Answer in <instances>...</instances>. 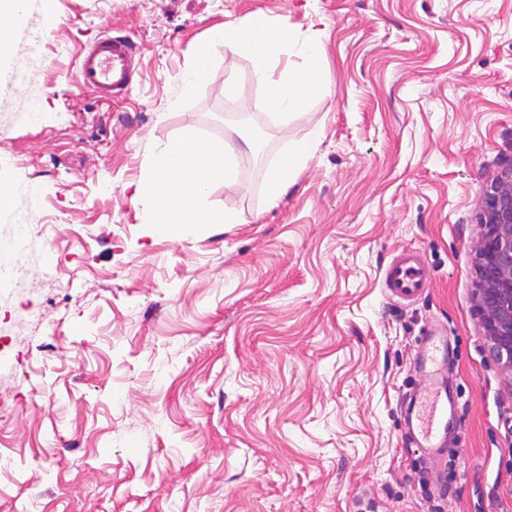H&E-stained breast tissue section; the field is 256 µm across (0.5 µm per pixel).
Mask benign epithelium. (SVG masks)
Wrapping results in <instances>:
<instances>
[{
  "label": "benign epithelium",
  "mask_w": 512,
  "mask_h": 512,
  "mask_svg": "<svg viewBox=\"0 0 512 512\" xmlns=\"http://www.w3.org/2000/svg\"><path fill=\"white\" fill-rule=\"evenodd\" d=\"M479 223L476 312L489 358L512 374V163L486 184Z\"/></svg>",
  "instance_id": "benign-epithelium-1"
}]
</instances>
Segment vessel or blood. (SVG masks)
<instances>
[{
	"instance_id": "obj_1",
	"label": "vessel or blood",
	"mask_w": 512,
	"mask_h": 512,
	"mask_svg": "<svg viewBox=\"0 0 512 512\" xmlns=\"http://www.w3.org/2000/svg\"><path fill=\"white\" fill-rule=\"evenodd\" d=\"M135 47L124 37L103 35L92 42L81 55L76 67L78 85L102 99L125 95L132 83ZM431 281V271L423 256L404 249L395 255L384 273V286L390 296L411 302L421 296ZM447 336L431 331L421 338L423 362H434L438 352L446 349ZM423 410L413 435L417 447L433 449L441 444L448 423V403L436 378L423 379L416 391Z\"/></svg>"
}]
</instances>
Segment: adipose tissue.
I'll return each instance as SVG.
<instances>
[{
    "instance_id": "ef3b65f1",
    "label": "adipose tissue",
    "mask_w": 512,
    "mask_h": 512,
    "mask_svg": "<svg viewBox=\"0 0 512 512\" xmlns=\"http://www.w3.org/2000/svg\"><path fill=\"white\" fill-rule=\"evenodd\" d=\"M218 44L253 57L267 105L282 124H289L312 97L331 85L319 33L300 39L288 23L274 24L265 14L257 13L245 24L227 23L211 32L207 42L197 48L195 64L184 76L185 87L198 82L212 47ZM320 136L316 128L306 138L289 141L286 153L267 173L270 203H277L295 184L313 157ZM238 158V152L225 143H204L190 134L168 139L154 148L133 200L148 209L152 223L163 234L178 227L240 223L236 211H218L204 204L213 183L220 181L228 188L234 185Z\"/></svg>"
}]
</instances>
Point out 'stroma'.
Wrapping results in <instances>:
<instances>
[{
  "label": "stroma",
  "instance_id": "1",
  "mask_svg": "<svg viewBox=\"0 0 512 512\" xmlns=\"http://www.w3.org/2000/svg\"><path fill=\"white\" fill-rule=\"evenodd\" d=\"M257 12L320 32L331 70L286 129L246 53L215 47L182 89L212 28ZM10 27L0 187L35 194L0 260V512H512V376L474 298L483 191L512 161V0H31ZM107 30L137 46L112 101L74 73ZM315 128L269 205L264 170ZM245 129L236 186L206 198L241 223L148 224L155 145ZM403 248L432 272L409 305L383 287ZM433 325L459 405L431 460L404 417Z\"/></svg>",
  "mask_w": 512,
  "mask_h": 512
}]
</instances>
